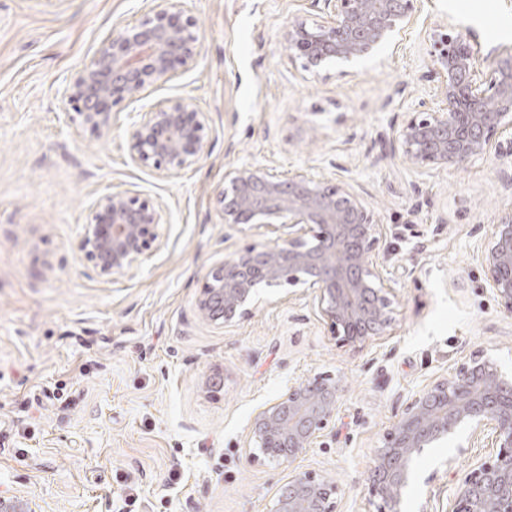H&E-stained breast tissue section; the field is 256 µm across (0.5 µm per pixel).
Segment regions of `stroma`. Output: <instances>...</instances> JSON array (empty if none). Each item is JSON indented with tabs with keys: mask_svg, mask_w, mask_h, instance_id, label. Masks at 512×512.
Returning a JSON list of instances; mask_svg holds the SVG:
<instances>
[{
	"mask_svg": "<svg viewBox=\"0 0 512 512\" xmlns=\"http://www.w3.org/2000/svg\"><path fill=\"white\" fill-rule=\"evenodd\" d=\"M148 8L0 0V499L35 512H269L308 472L342 485L338 512H378L367 470L410 397L476 349L512 369V319L480 265L512 206L502 165L486 156L424 173L392 153L409 112L439 104L425 78L438 27L471 30L485 52L512 47V0H418L396 46L327 79L281 41L288 22L320 20L316 0H187L195 68L114 104L109 132L67 127L68 84L113 28ZM186 93L210 117L200 160L174 179L131 164L133 114ZM244 165L322 178L366 201L396 290L384 335L338 342L301 288L267 290L236 323L202 318L209 271L282 233L224 224V172ZM118 185L162 204L166 222L142 262L107 279L82 243L89 210ZM323 372L346 393L320 446L289 463L247 461L253 410ZM494 453L487 437L460 455L451 442L426 449L407 512L445 507L448 456L463 472ZM127 475L138 499L121 490Z\"/></svg>",
	"mask_w": 512,
	"mask_h": 512,
	"instance_id": "obj_1",
	"label": "stroma"
}]
</instances>
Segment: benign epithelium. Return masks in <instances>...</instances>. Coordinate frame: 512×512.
<instances>
[{"instance_id":"benign-epithelium-1","label":"benign epithelium","mask_w":512,"mask_h":512,"mask_svg":"<svg viewBox=\"0 0 512 512\" xmlns=\"http://www.w3.org/2000/svg\"><path fill=\"white\" fill-rule=\"evenodd\" d=\"M322 20L293 21L283 39L293 62L321 74L394 43L414 21L416 0H321ZM183 0H151L138 22L112 30L83 65L68 92L73 111L65 122L104 133L112 104L136 102L146 92L189 71L198 35ZM429 81L441 105L411 113L393 151L417 170L448 171L492 155L512 163V48L480 58L472 34L450 28L436 35ZM209 135L205 113L192 96L165 98L139 112L127 136L131 162L175 178L202 156ZM220 197L226 224H279L285 232L261 249L248 248L206 276L200 314L230 324L249 317L259 290L302 285L312 290L332 333L350 345L383 335L395 321V288L380 269L384 235L366 202L324 179L280 178L267 169L230 167ZM165 210L118 187L89 211L83 247L107 278L133 268L159 239ZM486 287L505 318H512V207L491 225L481 254ZM345 386L319 373L296 381L259 404L250 421L246 459L258 454L291 461L315 447L329 429ZM462 432L458 452L484 434L495 438L494 456L456 480L444 512H512V372L485 351H473L454 371L418 390L387 429L366 483L381 512H401L416 461L426 448ZM341 494L328 476L297 473L272 512H337Z\"/></svg>"}]
</instances>
